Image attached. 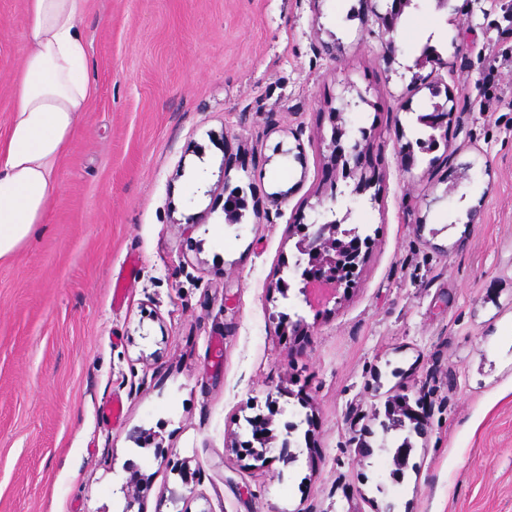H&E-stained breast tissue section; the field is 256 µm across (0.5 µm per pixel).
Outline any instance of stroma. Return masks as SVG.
I'll return each mask as SVG.
<instances>
[{
  "label": "stroma",
  "instance_id": "1",
  "mask_svg": "<svg viewBox=\"0 0 512 512\" xmlns=\"http://www.w3.org/2000/svg\"><path fill=\"white\" fill-rule=\"evenodd\" d=\"M456 5L407 9L389 64L364 0H87L95 93L40 236L0 262V512H122L129 462L142 512L175 488L188 512H512V0ZM432 22L458 103L434 131L402 78ZM26 38L24 0H0V137ZM359 93L341 145L366 131L383 180L356 195L329 144ZM331 207L371 239L352 288L283 300ZM399 396L427 427L394 478L380 423ZM267 413L298 423L296 462L247 455ZM128 469H131V475L124 488L126 504L122 511L135 512L132 509L136 504L140 506L147 496L150 486L147 479L138 474V470L132 463H128Z\"/></svg>",
  "mask_w": 512,
  "mask_h": 512
}]
</instances>
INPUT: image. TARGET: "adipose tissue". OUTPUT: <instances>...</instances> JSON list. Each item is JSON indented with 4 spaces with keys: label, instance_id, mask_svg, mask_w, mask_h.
<instances>
[{
    "label": "adipose tissue",
    "instance_id": "1",
    "mask_svg": "<svg viewBox=\"0 0 512 512\" xmlns=\"http://www.w3.org/2000/svg\"><path fill=\"white\" fill-rule=\"evenodd\" d=\"M24 2V66L0 139V261L38 234L59 189L58 160L94 90L81 25L86 0Z\"/></svg>",
    "mask_w": 512,
    "mask_h": 512
}]
</instances>
